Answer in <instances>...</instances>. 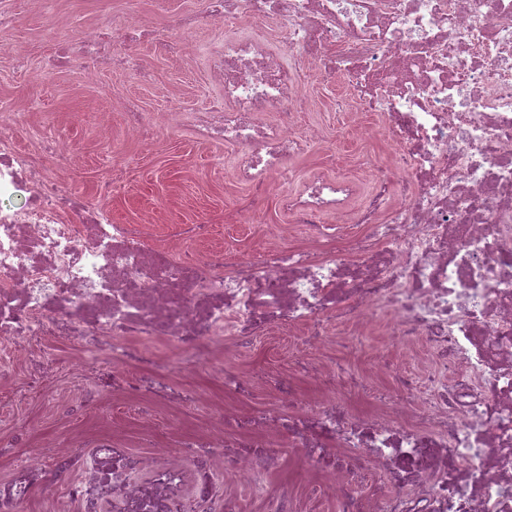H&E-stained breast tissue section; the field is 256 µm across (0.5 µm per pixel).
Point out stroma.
Segmentation results:
<instances>
[{
	"mask_svg": "<svg viewBox=\"0 0 512 512\" xmlns=\"http://www.w3.org/2000/svg\"><path fill=\"white\" fill-rule=\"evenodd\" d=\"M201 0H15L13 23L0 29V102L28 113L18 126L0 125V136L11 139L22 151H34L46 137L64 135L78 158L64 173L63 188L98 204V184L114 181L112 217L120 224H136L144 218L154 222L149 244L163 243L171 224H209L214 228L211 248L226 250L242 258L257 256L264 235L272 225H287L288 218L274 199L258 202L244 223L233 222L236 209L251 196L250 189L236 182L229 170V147L196 138L194 113L208 110L221 94L209 77L207 49L224 42L221 30L202 26L192 38L204 50L194 59L160 55L145 39L126 49L135 64L150 72L149 81L130 72L102 69L97 79L84 76L81 68L54 70L46 59L57 39L88 37L111 23L113 16H126L131 24L165 33L171 18L199 11ZM27 47L24 62L11 50ZM311 111L301 113L303 131H316L307 151L288 163V186L297 188L311 173L323 171L358 174L367 161H386L395 149L392 134L382 130L371 142L355 140L349 133L347 113L337 111L336 101L346 93L342 78L309 83L305 88ZM137 100L142 111L155 117L147 140L125 130L122 104ZM107 112L111 126L100 130L94 115ZM179 112L183 121L170 123L168 113ZM303 329L260 337L255 348L237 362L243 372L266 369L288 370V353L300 343ZM89 349L95 366L112 368V341L105 336H76L66 342H50V375L42 386L28 387L21 395L0 404V439L24 438L25 445L12 449L17 463L29 454L45 450L47 441L75 433L96 431L113 422L121 423L129 448L140 450L142 423L130 406L113 397L111 390L93 393L84 403L68 408L56 395L70 386L76 371L70 357ZM184 394L202 393L224 398L221 377L210 368L172 365L165 379ZM153 435L157 445L175 447L179 438L195 432L201 419L190 405L175 409L158 407L153 413ZM272 485H296L297 512H336L329 498H311L309 484L301 480L292 463L273 473Z\"/></svg>",
	"mask_w": 512,
	"mask_h": 512,
	"instance_id": "35a3bbf8",
	"label": "stroma"
}]
</instances>
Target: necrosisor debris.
<instances>
[{"instance_id":"obj_1","label":"necrosis or debris","mask_w":512,"mask_h":512,"mask_svg":"<svg viewBox=\"0 0 512 512\" xmlns=\"http://www.w3.org/2000/svg\"><path fill=\"white\" fill-rule=\"evenodd\" d=\"M244 16L277 24L283 50L260 30L233 35ZM201 25L226 32L208 60L223 100L194 130L236 147L235 178L255 198L277 194L309 244L285 247L273 226L257 259H227L186 252L213 227L180 224L149 245L142 225L113 221L111 184L94 207L64 191L68 141L30 155L1 139L0 385L18 369L44 379L49 340L108 335L112 378L141 417L156 391L122 370L157 342L222 370L232 396L263 388L275 402L248 414L195 396L209 420L177 451L133 452L117 425L53 442L0 485V512L37 498L48 512H237L236 484L295 512V495L266 483L287 448L341 512H512V0H202L154 36L157 50L199 55ZM140 39L116 18L108 39L63 44L55 62L92 79L128 65L105 41ZM335 76L358 111L383 112L397 144L401 180L369 174L358 208L350 177L318 173L296 190L275 180L310 141L295 122L311 107L303 86ZM294 326L307 329L296 361L317 384L341 372L337 346L376 332L416 368L393 391L379 384L390 362L372 356L352 380L372 404L361 414L308 400L289 374L225 370L255 337ZM373 470L382 485L355 496Z\"/></svg>"}]
</instances>
